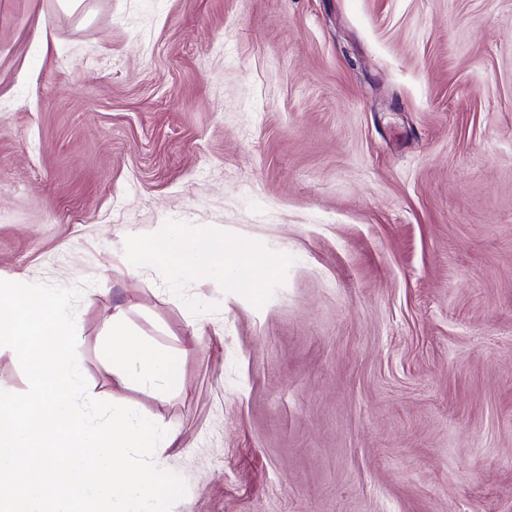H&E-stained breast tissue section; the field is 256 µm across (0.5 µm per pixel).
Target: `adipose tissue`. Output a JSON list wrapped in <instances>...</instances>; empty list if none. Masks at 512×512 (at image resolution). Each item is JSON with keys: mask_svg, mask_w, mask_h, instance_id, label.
Masks as SVG:
<instances>
[{"mask_svg": "<svg viewBox=\"0 0 512 512\" xmlns=\"http://www.w3.org/2000/svg\"><path fill=\"white\" fill-rule=\"evenodd\" d=\"M156 260L171 265L175 269L194 268L207 274L224 264L222 244H198L176 234L161 233L149 242ZM113 366L130 368L132 379L147 383L156 379L167 385L178 386L182 375L177 358L169 353L146 349L138 340L131 337L123 324L122 314L112 317V339L107 345Z\"/></svg>", "mask_w": 512, "mask_h": 512, "instance_id": "obj_1", "label": "adipose tissue"}]
</instances>
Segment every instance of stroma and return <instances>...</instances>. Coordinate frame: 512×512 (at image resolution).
Instances as JSON below:
<instances>
[{"label": "stroma", "instance_id": "stroma-1", "mask_svg": "<svg viewBox=\"0 0 512 512\" xmlns=\"http://www.w3.org/2000/svg\"><path fill=\"white\" fill-rule=\"evenodd\" d=\"M178 225L268 273L126 265ZM175 431L171 512H512V0H0V277ZM175 355L125 382L112 315Z\"/></svg>", "mask_w": 512, "mask_h": 512}]
</instances>
